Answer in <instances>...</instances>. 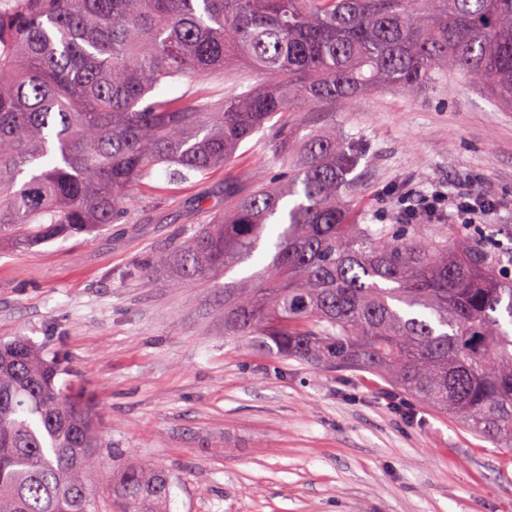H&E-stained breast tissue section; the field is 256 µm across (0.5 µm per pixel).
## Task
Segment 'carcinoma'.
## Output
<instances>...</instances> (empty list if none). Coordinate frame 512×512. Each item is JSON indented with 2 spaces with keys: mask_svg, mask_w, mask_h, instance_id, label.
I'll return each mask as SVG.
<instances>
[{
  "mask_svg": "<svg viewBox=\"0 0 512 512\" xmlns=\"http://www.w3.org/2000/svg\"><path fill=\"white\" fill-rule=\"evenodd\" d=\"M0 9V240L29 247L127 212L163 167L171 184L234 161L266 132L273 185L224 194V213L172 255L181 278L229 272L275 237L264 271L224 286V336L260 354L380 377L512 453V281L460 224H352L348 176L365 151L302 136L288 113L416 94L452 65L512 106V0H9ZM245 64L262 75L220 103L147 96ZM65 358L0 343V512H95L94 450ZM171 476L122 465L119 512H165Z\"/></svg>",
  "mask_w": 512,
  "mask_h": 512,
  "instance_id": "cac0c4a2",
  "label": "carcinoma"
}]
</instances>
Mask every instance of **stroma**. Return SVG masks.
Masks as SVG:
<instances>
[{
    "label": "stroma",
    "instance_id": "obj_1",
    "mask_svg": "<svg viewBox=\"0 0 512 512\" xmlns=\"http://www.w3.org/2000/svg\"><path fill=\"white\" fill-rule=\"evenodd\" d=\"M335 120L366 146L350 188L360 224H395L404 195L442 190L493 200L470 225L512 275V110L448 71L423 93L381 89L289 115ZM255 134L229 168L135 189L128 213L99 232L0 250V342L66 354L57 386L75 384L96 413L98 512L135 460L174 476L168 512H512V455L450 416L394 410L384 383L254 352L224 335V285L256 275L271 243L226 276L173 287L145 266L194 236L224 192L285 172Z\"/></svg>",
    "mask_w": 512,
    "mask_h": 512
}]
</instances>
